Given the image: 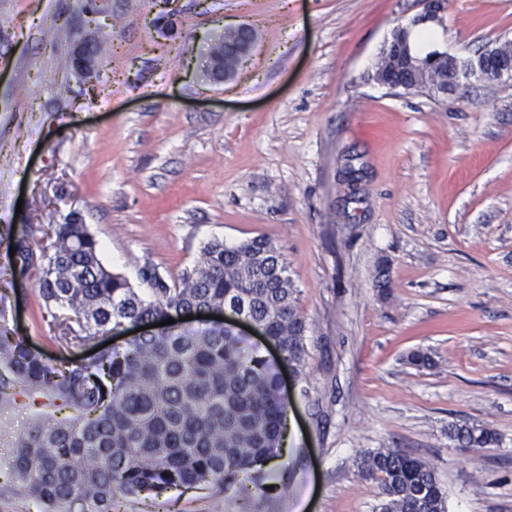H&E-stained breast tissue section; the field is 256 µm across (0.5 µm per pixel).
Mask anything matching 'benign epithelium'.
Here are the masks:
<instances>
[{"label":"benign epithelium","instance_id":"1","mask_svg":"<svg viewBox=\"0 0 512 512\" xmlns=\"http://www.w3.org/2000/svg\"><path fill=\"white\" fill-rule=\"evenodd\" d=\"M445 4L446 0H424V12L412 18L410 25L441 21ZM248 33L247 27L230 31L239 38L234 47L238 65L250 55L253 47ZM71 59L80 78L85 82L92 81L99 68V59L89 36L77 40ZM370 78L391 91L424 93L435 100L446 101L459 97L473 78L487 83L512 81V41L488 45L468 58L437 52L422 59L410 52L408 28L398 27L385 42Z\"/></svg>","mask_w":512,"mask_h":512}]
</instances>
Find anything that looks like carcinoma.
<instances>
[{
    "instance_id": "cac0c4a2",
    "label": "carcinoma",
    "mask_w": 512,
    "mask_h": 512,
    "mask_svg": "<svg viewBox=\"0 0 512 512\" xmlns=\"http://www.w3.org/2000/svg\"><path fill=\"white\" fill-rule=\"evenodd\" d=\"M44 247L27 232L9 241L14 272L33 281L57 328L59 358L44 361L9 328L0 296V408L33 414L15 444V473L46 512H113L116 495L157 500L174 488L231 487L278 456L287 427L281 367L307 373L308 324L280 249L264 238L208 243L174 280L143 275L149 296L105 267L85 224H54ZM233 304L281 349L271 363L227 326L136 336L124 350L103 334L132 320ZM98 341L86 357L75 352ZM416 369L435 361L407 355ZM462 447L498 444L482 425L448 426ZM358 470L379 484V512H447L425 461L393 448L363 454Z\"/></svg>"
}]
</instances>
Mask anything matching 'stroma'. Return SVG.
Listing matches in <instances>:
<instances>
[{"label":"stroma","instance_id":"stroma-1","mask_svg":"<svg viewBox=\"0 0 512 512\" xmlns=\"http://www.w3.org/2000/svg\"><path fill=\"white\" fill-rule=\"evenodd\" d=\"M87 0H0V295L53 356L6 228L87 224L105 265L140 287L178 277L207 242L281 250L309 325L306 375H284L283 497L167 492L169 512H374L359 457L432 466L448 512H512V81L439 102L369 80L422 0H103L126 18L94 90L68 66ZM261 30L236 74H208L226 29ZM438 51L512 40V0H448ZM359 201L345 199V164ZM390 289L379 293L377 272ZM433 357L432 369L406 362ZM500 438L461 448L449 424ZM28 411L0 409V512H39L15 477Z\"/></svg>","mask_w":512,"mask_h":512}]
</instances>
